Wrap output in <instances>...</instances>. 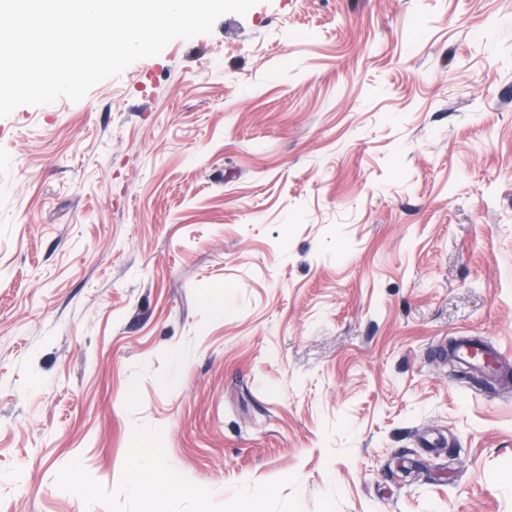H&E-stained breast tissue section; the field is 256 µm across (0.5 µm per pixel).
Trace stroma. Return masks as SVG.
<instances>
[{
	"label": "stroma",
	"mask_w": 512,
	"mask_h": 512,
	"mask_svg": "<svg viewBox=\"0 0 512 512\" xmlns=\"http://www.w3.org/2000/svg\"><path fill=\"white\" fill-rule=\"evenodd\" d=\"M512 0H259L0 118V512H512ZM151 453L152 448L136 449L128 464V481L132 486L146 494H153L158 488L170 489L167 494V510L168 512H176L177 498L179 497L176 489L179 485L160 461L155 460L149 467L143 465L142 459Z\"/></svg>",
	"instance_id": "obj_1"
}]
</instances>
